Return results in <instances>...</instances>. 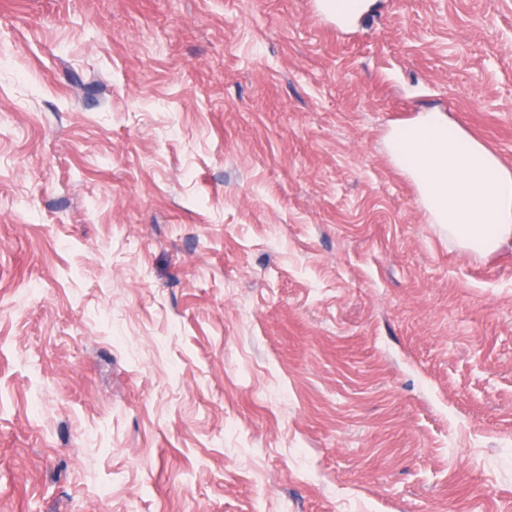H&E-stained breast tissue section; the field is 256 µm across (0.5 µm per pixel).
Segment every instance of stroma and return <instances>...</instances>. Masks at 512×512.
<instances>
[{
    "mask_svg": "<svg viewBox=\"0 0 512 512\" xmlns=\"http://www.w3.org/2000/svg\"><path fill=\"white\" fill-rule=\"evenodd\" d=\"M512 0H0V512H512ZM328 7L336 10V15L342 18V22L349 25L352 23L361 13L366 11L371 0H327ZM392 161L418 185L431 224L481 259L512 242V172L439 112L393 128Z\"/></svg>",
    "mask_w": 512,
    "mask_h": 512,
    "instance_id": "35a3bbf8",
    "label": "stroma"
}]
</instances>
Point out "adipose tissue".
<instances>
[{
  "instance_id": "adipose-tissue-1",
  "label": "adipose tissue",
  "mask_w": 512,
  "mask_h": 512,
  "mask_svg": "<svg viewBox=\"0 0 512 512\" xmlns=\"http://www.w3.org/2000/svg\"><path fill=\"white\" fill-rule=\"evenodd\" d=\"M392 161L417 184L431 223L481 259L512 243V171L438 112L393 128Z\"/></svg>"
}]
</instances>
